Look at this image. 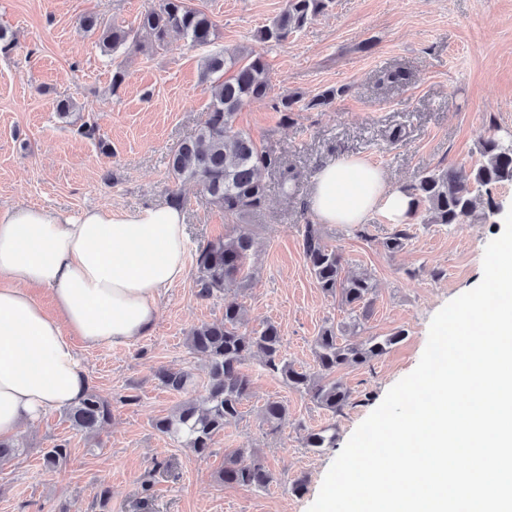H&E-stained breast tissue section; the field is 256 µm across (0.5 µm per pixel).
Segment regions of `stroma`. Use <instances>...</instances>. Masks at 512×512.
Wrapping results in <instances>:
<instances>
[{"mask_svg":"<svg viewBox=\"0 0 512 512\" xmlns=\"http://www.w3.org/2000/svg\"><path fill=\"white\" fill-rule=\"evenodd\" d=\"M156 2L0 0V28L13 36L12 48L0 53V208L131 211L169 199L176 188L189 253L237 223L255 235L256 277L235 294L248 328L278 326L295 368L319 375L315 339L329 326L341 327L347 344L396 333L401 339L370 364L336 371L355 400L336 414L259 361L248 362L251 391L240 418L225 425L209 453L196 454L155 428L186 399L162 386L157 370L189 371L196 393H205L209 367L190 353L187 338L193 327L224 317L223 294L200 297L196 263L188 261L184 279L163 289L149 335L127 346L80 348L90 388L111 417L96 432H79L59 409L20 433L19 456L0 466V512H308L354 430L417 366L433 316L480 283L485 247L504 228L471 217L450 227L426 224L416 214L406 225L407 245L392 253L384 242L396 227L382 216L371 217L361 236L347 225H322L346 274L366 273L375 283L371 312L358 325L317 287L302 247L303 228L314 220L309 190L322 163L363 156L405 189L425 171L479 164L482 140L512 134V0H334L279 46L259 41L257 32L284 0H190L215 24L210 48L174 35L113 57L79 27L92 15L131 28ZM224 48L262 56L271 89L246 104L235 124L297 175L284 191L278 173H266L264 207L234 219L203 203L197 184L174 186L168 173L170 149L195 133L211 101L203 60ZM117 65L125 78L116 87ZM395 68L406 81L381 83ZM328 92L331 103L317 106ZM286 95L296 100L287 114L280 106ZM63 99L74 104L65 118L56 110ZM85 124L95 126L94 137L79 134ZM396 128L404 134L399 143L391 140ZM272 400L288 409L276 432L262 415ZM324 427L333 447L305 448V436ZM60 443L66 460L46 469L44 449ZM241 448L274 474L267 489L223 483L225 456ZM102 486L111 491L104 506L96 497Z\"/></svg>","mask_w":512,"mask_h":512,"instance_id":"35a3bbf8","label":"stroma"}]
</instances>
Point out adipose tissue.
<instances>
[{
    "mask_svg": "<svg viewBox=\"0 0 512 512\" xmlns=\"http://www.w3.org/2000/svg\"><path fill=\"white\" fill-rule=\"evenodd\" d=\"M311 210L321 224L358 225L376 213L404 224L413 207L380 167L356 156L323 164ZM186 272V215L174 203L76 216L34 205L0 210V440L77 404L89 382L76 342L123 346L148 335L160 291Z\"/></svg>",
    "mask_w": 512,
    "mask_h": 512,
    "instance_id": "adipose-tissue-1",
    "label": "adipose tissue"
}]
</instances>
